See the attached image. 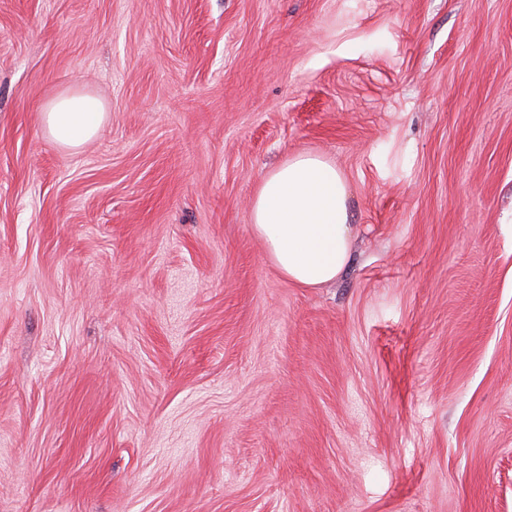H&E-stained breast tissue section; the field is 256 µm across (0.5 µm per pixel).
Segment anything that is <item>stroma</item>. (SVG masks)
Segmentation results:
<instances>
[{
  "mask_svg": "<svg viewBox=\"0 0 512 512\" xmlns=\"http://www.w3.org/2000/svg\"><path fill=\"white\" fill-rule=\"evenodd\" d=\"M304 153L321 288L252 224ZM0 512H512V0H0ZM104 104L95 96L59 94L43 107L50 138L65 147H79L93 139L104 123ZM347 201L344 177L317 155H296L264 178L253 202V227L288 281L315 288L344 271L354 239Z\"/></svg>",
  "mask_w": 512,
  "mask_h": 512,
  "instance_id": "1",
  "label": "stroma"
}]
</instances>
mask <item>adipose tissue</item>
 Segmentation results:
<instances>
[{
	"label": "adipose tissue",
	"mask_w": 512,
	"mask_h": 512,
	"mask_svg": "<svg viewBox=\"0 0 512 512\" xmlns=\"http://www.w3.org/2000/svg\"><path fill=\"white\" fill-rule=\"evenodd\" d=\"M106 117L95 96L60 94L42 112L50 138L65 147L93 139ZM348 188L335 165L299 154L264 178L253 202L256 235L278 272L295 284L315 288L346 268L354 239Z\"/></svg>",
	"instance_id": "ef3b65f1"
}]
</instances>
